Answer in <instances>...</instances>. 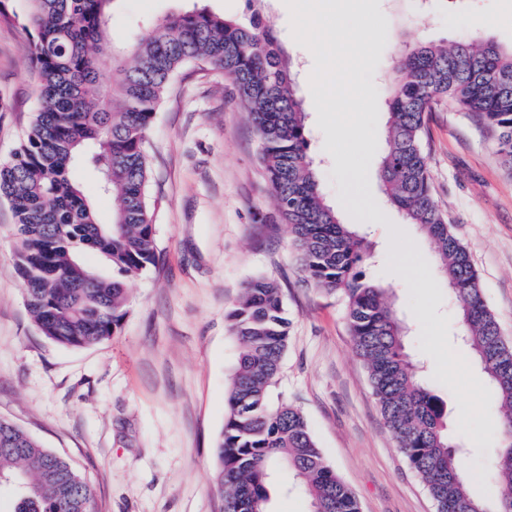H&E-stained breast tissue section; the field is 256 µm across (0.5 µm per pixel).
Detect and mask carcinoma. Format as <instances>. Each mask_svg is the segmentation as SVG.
Wrapping results in <instances>:
<instances>
[{"instance_id":"cac0c4a2","label":"carcinoma","mask_w":512,"mask_h":512,"mask_svg":"<svg viewBox=\"0 0 512 512\" xmlns=\"http://www.w3.org/2000/svg\"><path fill=\"white\" fill-rule=\"evenodd\" d=\"M27 2L39 105L11 158L0 162V198L15 215V271L40 333L79 348L107 341L120 328L128 308L125 282L156 261L146 153L154 114L185 64L220 70L232 79L259 138L299 270L318 290L345 300L350 336L384 423L436 512H512V345L486 304L467 248L433 196L422 145L426 114L446 99L477 118L512 169V47L473 37L450 47H409L388 93L378 172L387 202L432 244L435 275L446 280L454 300L458 339L472 350L503 409L491 511L468 490L480 474L464 469L468 449L448 433L444 402L406 351L408 329L392 307L390 289L366 278V237L341 223L324 199L296 74L270 25L257 13L241 21L195 5L132 44L131 64L107 68L99 54H121L109 34L114 0ZM77 166L93 175L98 194L112 196V223L97 222L91 199L71 177ZM86 250L99 253L112 276L88 268ZM228 318L240 354L217 444L224 512H270L277 469L299 481L311 512H360L302 411L270 403L289 334L279 284L265 276L251 279ZM2 484L16 488L12 512L95 509L93 487L67 459L0 419Z\"/></svg>"}]
</instances>
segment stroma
Instances as JSON below:
<instances>
[{"mask_svg":"<svg viewBox=\"0 0 512 512\" xmlns=\"http://www.w3.org/2000/svg\"><path fill=\"white\" fill-rule=\"evenodd\" d=\"M193 0H115L112 41L129 46L150 22ZM214 13L256 10L297 74L309 113V152L328 202L373 246L364 271L391 288L448 407L449 431L483 471L502 414L471 351L453 336L455 306L435 255L383 196L386 84L409 41L453 42L480 32L512 45V0H206ZM0 20V161L37 106L24 0ZM423 147L432 192L471 254L484 298L512 343V173L477 120L443 101L427 114ZM148 199L157 261L127 283L129 312L109 341L64 347L42 336L14 270V215L0 199V418L72 460L95 486L96 512H224L215 446L224 428L239 343L227 314L247 282L274 278L290 322L275 389L299 407L325 459L361 512H435L386 428L356 354L343 299L299 271L259 158L257 134L223 72L194 63L172 79L148 134Z\"/></svg>","mask_w":512,"mask_h":512,"instance_id":"stroma-1","label":"stroma"}]
</instances>
